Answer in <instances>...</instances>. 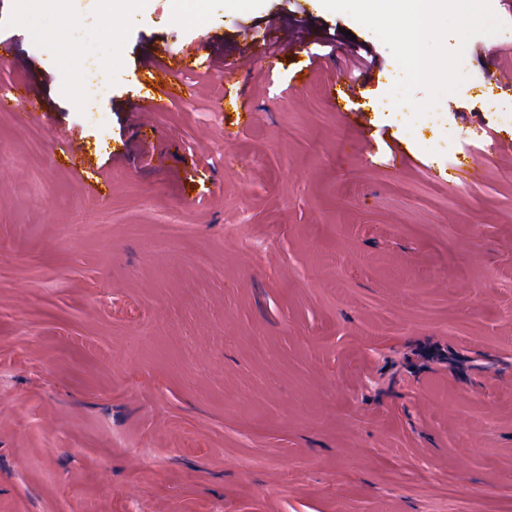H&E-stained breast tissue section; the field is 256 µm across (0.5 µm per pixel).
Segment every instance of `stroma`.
<instances>
[{
	"mask_svg": "<svg viewBox=\"0 0 512 512\" xmlns=\"http://www.w3.org/2000/svg\"><path fill=\"white\" fill-rule=\"evenodd\" d=\"M273 21L303 51L131 115L154 46L233 59ZM0 38V93L39 91L0 112V512H512L502 34L419 119L321 0H0ZM353 52L375 66L339 112ZM92 60L101 122L70 92ZM479 132L501 150L439 179Z\"/></svg>",
	"mask_w": 512,
	"mask_h": 512,
	"instance_id": "obj_1",
	"label": "stroma"
}]
</instances>
